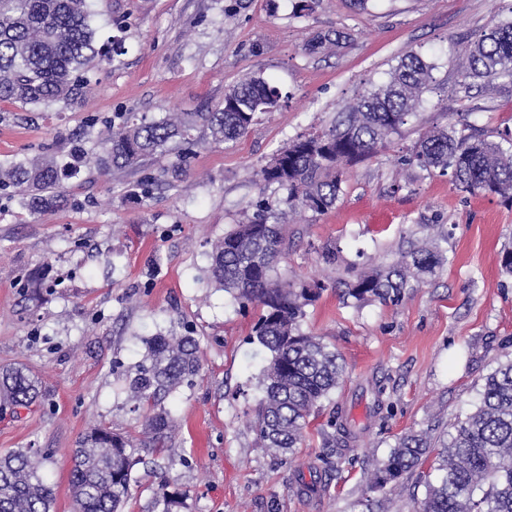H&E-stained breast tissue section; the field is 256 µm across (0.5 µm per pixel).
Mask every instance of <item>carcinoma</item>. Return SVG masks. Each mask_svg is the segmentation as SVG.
<instances>
[{
	"label": "carcinoma",
	"instance_id": "cac0c4a2",
	"mask_svg": "<svg viewBox=\"0 0 512 512\" xmlns=\"http://www.w3.org/2000/svg\"><path fill=\"white\" fill-rule=\"evenodd\" d=\"M89 0H0V102L48 107L74 101L90 68L112 60L121 45L96 46ZM434 64L418 53L404 54L388 79L339 113L336 123L316 133L299 134L255 173L268 187L288 190L283 199L261 197L252 216L211 246L210 278L242 307L260 309L253 339L269 352L259 381L261 396L253 430L259 447L276 457L295 452L305 440L310 417H318L346 375L336 349L302 330L310 305L324 289L299 286L276 276L286 249L282 219L300 209L321 214L335 205L346 180L344 165L365 160L386 146L415 116L435 82ZM461 86H496L512 82V20L496 24L473 43L458 69ZM280 90L260 76H250L224 93V104L211 112L170 113L158 120L129 116L98 137L100 150L84 144L70 149L73 164L57 156L23 159L0 168V192L16 196L37 214L61 202L57 187L63 168L75 172L92 162L102 172L139 173L172 153L176 160L161 177L140 181L141 193L158 183L171 188L182 180V153L176 145L202 127L215 143H233L249 131L256 116L275 110ZM503 142L448 122L414 144L410 160L425 170L452 171L469 192L512 199V129ZM508 147H503V144ZM447 261L438 243L415 245L399 258L345 283L344 296L358 303H395L435 274ZM146 355L125 378L126 402L148 406L142 437L97 425L72 450L70 486L73 512H123L136 482L137 466L157 479L148 512H180L184 493L173 487L159 458L175 436L177 423L165 401L184 382L199 376L202 353L191 332L151 336ZM42 397L41 383L23 366L0 367V414H18ZM323 447L334 448L359 432L341 415H330L321 428ZM433 452L425 436L400 439L387 458L378 460L368 489L380 490L419 465ZM437 456L439 475L427 483L416 512H512V359L498 363L485 378L479 402L453 424L448 444ZM49 450L18 448L0 455V512H51L54 491L43 469Z\"/></svg>",
	"mask_w": 512,
	"mask_h": 512
}]
</instances>
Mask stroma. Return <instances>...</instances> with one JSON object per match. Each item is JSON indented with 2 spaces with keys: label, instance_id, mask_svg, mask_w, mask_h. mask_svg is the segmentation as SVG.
<instances>
[{
  "label": "stroma",
  "instance_id": "obj_1",
  "mask_svg": "<svg viewBox=\"0 0 512 512\" xmlns=\"http://www.w3.org/2000/svg\"><path fill=\"white\" fill-rule=\"evenodd\" d=\"M99 42L121 41L111 63L93 69L76 100L46 109L0 103V165L70 142L96 140L129 113L208 112L247 76L273 81L283 99L237 142L202 130L183 147L179 187L142 195L135 175L94 166L61 183L59 207L30 215L0 195V366L40 375V405L0 416V454L48 448L53 512H73L70 450L104 424L138 436L148 408L130 410L125 374L144 338L190 328L202 370L166 401L181 430L169 476L185 492L182 512H414L437 473L432 462L372 492L366 473L409 433L432 445L478 400L484 377L512 358V201L470 193L451 174L407 164L425 131L457 120L494 132L512 129V91L458 89L468 45L512 19V0H90ZM320 34L339 37L308 52ZM435 66L424 106L374 156L351 164L335 205L291 216L284 280L324 282L306 308L304 331L342 355L347 374L332 397L363 434L337 444L339 474L322 483L325 448L312 420L302 448L273 457L255 445L256 383L268 353L251 339L256 308L240 310L208 274V253L255 210V173L298 134L330 125L355 98L382 83L402 55ZM445 235L448 261L398 304L356 305L343 283L396 260L410 244ZM334 251L335 264L323 254ZM40 274L38 299L27 287ZM383 396H376V386Z\"/></svg>",
  "mask_w": 512,
  "mask_h": 512
}]
</instances>
